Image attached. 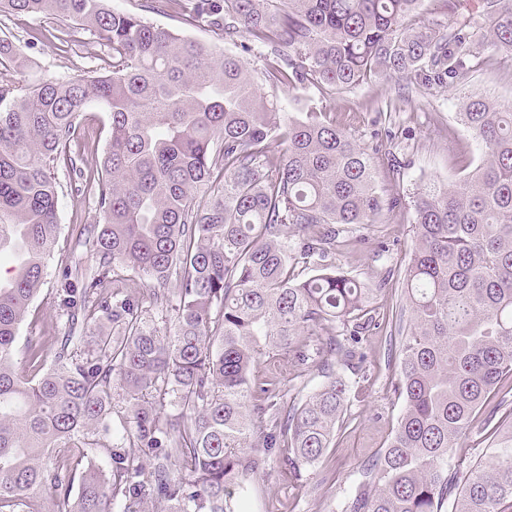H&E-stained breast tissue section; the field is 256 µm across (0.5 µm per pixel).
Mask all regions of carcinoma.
I'll return each mask as SVG.
<instances>
[{
	"mask_svg": "<svg viewBox=\"0 0 512 512\" xmlns=\"http://www.w3.org/2000/svg\"><path fill=\"white\" fill-rule=\"evenodd\" d=\"M188 23L267 49L263 81L347 89L382 74L429 90L472 82L486 54L512 51V0H478L476 14L446 0L448 22L424 19V0H167ZM46 13L84 27L109 71L26 88L0 76V509L39 492L59 512H242L250 475L265 466L255 442L289 468L331 447L346 400L331 373L282 413L260 358L309 360L305 332L336 340L376 326L367 288L336 270L341 227H365L401 207L376 187L370 155L319 112L285 117L254 88L245 63L110 9L106 0H0V14ZM31 59L0 38V62ZM110 115L99 168L77 170L84 112ZM457 118L484 149L478 165L413 199L415 247L404 294L410 314L395 391L393 436L358 471L340 512H509L512 424L497 425L491 462L453 459L474 415L512 377V109L481 96ZM97 188L95 271L59 274L69 335L53 366L32 377L15 341L40 290L58 234L51 169ZM204 191L206 198L197 197ZM302 265L313 274L295 275ZM174 311L159 328L134 292ZM87 330L86 356L69 350ZM123 391L111 433L112 384ZM112 435L111 469L73 480L50 473L55 450L73 457L94 432Z\"/></svg>",
	"mask_w": 512,
	"mask_h": 512,
	"instance_id": "carcinoma-1",
	"label": "carcinoma"
}]
</instances>
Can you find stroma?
Masks as SVG:
<instances>
[{"label":"stroma","mask_w":512,"mask_h":512,"mask_svg":"<svg viewBox=\"0 0 512 512\" xmlns=\"http://www.w3.org/2000/svg\"><path fill=\"white\" fill-rule=\"evenodd\" d=\"M110 8L132 12L146 22L172 29L208 47L215 56H240L255 83H262L264 52L243 48L205 25H186L173 17L160 0H109ZM0 36L12 40L32 60L29 69L13 73L14 81L33 85L48 78H68L96 69L97 48L88 32L73 22L50 15H0ZM471 93L512 108V53H491L470 87ZM462 91L438 87L423 93L398 78L377 77L348 90L315 87L282 88L276 98L281 111L293 115L317 109L325 118L346 126L374 161L376 182L384 198L401 197L403 206L383 212L376 224L351 229L364 244L337 250L336 267L373 287L388 285L371 305L380 326L366 332L354 347V364L326 356L318 337L309 340L312 358L305 366H280L262 361L259 374L271 380L278 401L300 404L322 383V367H330L347 385L343 426L331 448L313 467L291 473L277 449L265 448L264 470L249 479L246 512H336V504L353 488L359 468L375 459L393 432L403 409L395 393L401 334L399 313L405 304L403 282L415 246L411 224L412 200L429 184L451 183L481 159L482 146L460 124L456 114ZM59 184L60 229L44 283L26 314L16 341V356L26 361L28 346L43 350V366L54 360L67 318L57 299L60 268L82 270L95 266L96 257L84 230L98 223L91 186L73 172L54 170Z\"/></svg>","instance_id":"stroma-1"}]
</instances>
